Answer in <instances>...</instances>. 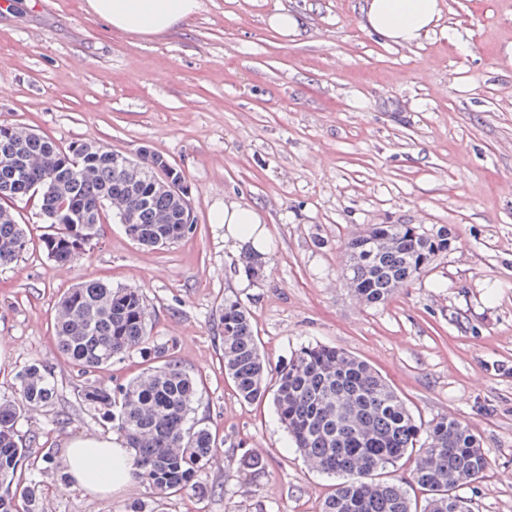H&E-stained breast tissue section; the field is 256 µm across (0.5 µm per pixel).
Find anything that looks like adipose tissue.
I'll return each mask as SVG.
<instances>
[{
  "label": "adipose tissue",
  "instance_id": "ef3b65f1",
  "mask_svg": "<svg viewBox=\"0 0 512 512\" xmlns=\"http://www.w3.org/2000/svg\"><path fill=\"white\" fill-rule=\"evenodd\" d=\"M201 0H86V10L112 28L138 36L169 32L188 21ZM362 27L386 43L402 47L418 43L441 17L440 0H363ZM224 239L238 249L264 254L267 230L250 205L225 204L215 217ZM65 463L74 484L92 495L124 490L133 481V459L122 440L111 435H82L69 440Z\"/></svg>",
  "mask_w": 512,
  "mask_h": 512
}]
</instances>
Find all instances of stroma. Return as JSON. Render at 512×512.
I'll return each mask as SVG.
<instances>
[{
  "instance_id": "1",
  "label": "stroma",
  "mask_w": 512,
  "mask_h": 512,
  "mask_svg": "<svg viewBox=\"0 0 512 512\" xmlns=\"http://www.w3.org/2000/svg\"><path fill=\"white\" fill-rule=\"evenodd\" d=\"M362 0H201L167 34L116 31L84 0H0V122L60 147L88 142L180 169L195 231L169 247L131 240L114 217L81 263L41 248L38 196L11 207L30 238L0 267V397L38 362L53 405L19 422L40 512H127L142 483L102 498L63 482L56 464L80 434H108L80 402L83 383L53 329L60 295L104 278L139 288L154 341L200 380L194 419L219 453L205 496L168 495L158 512H320L335 479L299 454L271 398L239 399L224 374L225 299L250 310L271 367L307 345L334 346L379 371L416 421L472 426L489 467L460 488L471 512H512V0H441L418 45L382 44ZM298 15L282 38L265 19ZM256 207L269 236L248 276L214 221L225 202ZM411 224L450 247L387 304L345 281L348 239ZM53 463H45V455Z\"/></svg>"
}]
</instances>
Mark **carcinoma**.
Listing matches in <instances>:
<instances>
[{"mask_svg": "<svg viewBox=\"0 0 512 512\" xmlns=\"http://www.w3.org/2000/svg\"><path fill=\"white\" fill-rule=\"evenodd\" d=\"M163 161L158 153L144 156L147 176L131 190L117 176L112 150L79 154L1 123L0 266L18 261L29 247L24 225L4 202L35 192L43 214L64 206L77 219L55 224V232L42 238L44 252L63 266L84 259L97 244L104 216L100 205L114 196L128 199L132 223L124 228L133 240L147 247L181 241L194 225L179 223L176 199L154 189L148 177ZM347 249L350 287L377 306L447 251L448 235H427L411 224H372ZM221 319L225 374L241 400L264 398L267 364L250 312L226 298ZM54 329L60 352L83 375L139 353L147 366L138 375L113 386L88 379L78 390L79 400L120 433L131 450L134 477L156 500L187 488L204 491L199 477L216 453V439L208 427L190 422L199 400L197 383L150 339L139 290L101 279L82 281L58 300ZM18 381L16 395L0 398V512H38L39 485L15 482L29 459L17 426L23 412L52 404L57 390L51 373L37 362L20 371ZM274 404L297 451L338 480L321 512H413L408 491L413 484L430 492L423 512H470L454 490L484 478L488 469L471 425L447 417L417 422L390 385L349 353L323 345L297 350L278 367ZM415 448L410 480L380 479Z\"/></svg>", "mask_w": 512, "mask_h": 512, "instance_id": "obj_1", "label": "carcinoma"}]
</instances>
